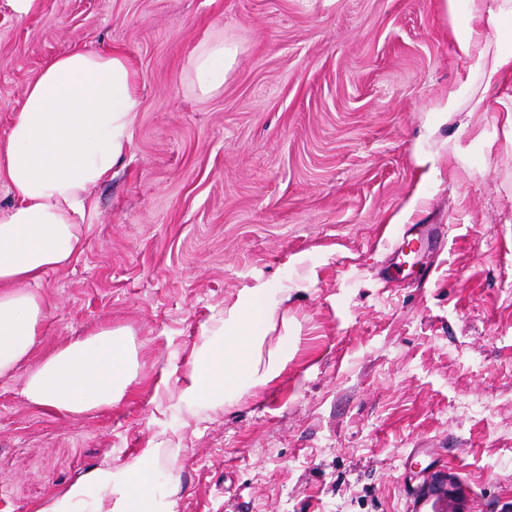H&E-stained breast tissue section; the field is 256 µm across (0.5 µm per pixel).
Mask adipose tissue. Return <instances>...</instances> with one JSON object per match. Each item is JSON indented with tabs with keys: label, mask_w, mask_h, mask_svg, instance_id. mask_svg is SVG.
Returning <instances> with one entry per match:
<instances>
[{
	"label": "adipose tissue",
	"mask_w": 512,
	"mask_h": 512,
	"mask_svg": "<svg viewBox=\"0 0 512 512\" xmlns=\"http://www.w3.org/2000/svg\"><path fill=\"white\" fill-rule=\"evenodd\" d=\"M457 57L464 69L444 111L504 113L512 129V0H446ZM237 48L215 38L189 61L202 94L219 91ZM137 75L125 52L82 46L49 60L24 91L9 132L0 138V183L12 203L0 209V380L28 361L45 329L40 286L86 250L95 209L91 192L126 158L139 111ZM287 295L258 289L236 299L202 329L183 377L182 400L207 405L266 385L295 346L276 336ZM136 353L122 328L105 326L70 339L28 371L23 395L37 407L82 415L122 402L136 376ZM155 451L143 449L119 472L97 467L35 512H83L90 488L97 512H164L154 494Z\"/></svg>",
	"instance_id": "ef3b65f1"
}]
</instances>
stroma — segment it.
<instances>
[{
    "label": "stroma",
    "mask_w": 512,
    "mask_h": 512,
    "mask_svg": "<svg viewBox=\"0 0 512 512\" xmlns=\"http://www.w3.org/2000/svg\"><path fill=\"white\" fill-rule=\"evenodd\" d=\"M218 34L238 56L204 96L188 61ZM87 44L127 53L140 110L85 253L42 284L31 361L110 324L138 368L83 416L0 380V512L145 448L172 512H407L435 471L466 512H512V136L496 112L440 116L463 67L444 0H0L1 137L47 61ZM407 224L445 234L401 259ZM257 288L288 293L296 351L188 407L203 325Z\"/></svg>",
    "instance_id": "35a3bbf8"
}]
</instances>
